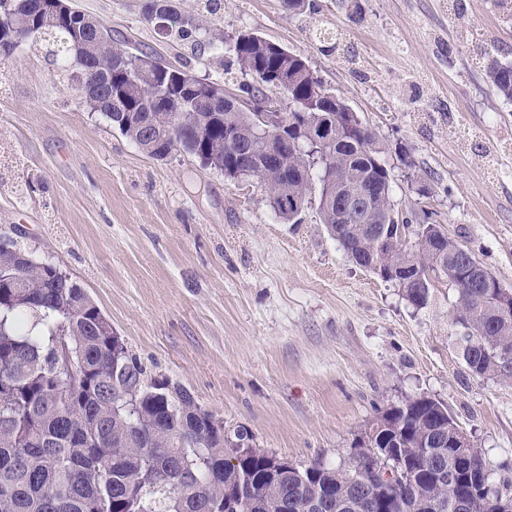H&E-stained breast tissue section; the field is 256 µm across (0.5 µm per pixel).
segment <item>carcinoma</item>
Returning <instances> with one entry per match:
<instances>
[{
	"label": "carcinoma",
	"instance_id": "1",
	"mask_svg": "<svg viewBox=\"0 0 512 512\" xmlns=\"http://www.w3.org/2000/svg\"><path fill=\"white\" fill-rule=\"evenodd\" d=\"M26 2L0 0V20H14ZM31 25L23 42L46 50L68 71L82 46L84 19L34 17ZM168 29L181 41L202 31L211 52L224 51L220 30L210 25L191 29L174 16ZM102 34L112 57L87 60L89 84L101 83L110 59L147 58L155 61L154 83L167 89L156 102L152 86L139 89L126 78L103 89L112 100L103 116L149 156L164 160L183 152L229 181L247 169L266 187L273 211L291 224L315 182L337 187L341 198L369 192L366 212L377 219L394 209L384 149L366 150L376 134L356 113L320 105L328 88L303 57L248 31L232 53L251 81L227 93L216 82H188L189 71L106 25ZM480 56L488 81L512 101V65H502L486 47ZM302 113L335 126L330 156L314 157ZM277 127L282 134L270 152L266 139ZM319 214L349 258L382 279L400 267L420 269L423 282L402 289L412 305L428 304L433 275L447 278L456 291L457 345L469 370L512 380V311L505 315L499 307L506 289L497 280L485 284L482 265L440 225L412 228L405 220L410 233L402 235L398 224L380 223L386 242L378 248L364 235L362 216L341 218L340 201ZM112 333L111 322L70 276L18 246L0 251V512H225L224 500H238L241 476L268 512H374L370 499L384 501L383 512H436L440 502L461 504L443 512H501L474 496L475 479H489L482 452L458 456L459 425L440 401L408 398L359 432L376 448L400 451L407 472L401 482H378L368 457L336 467L320 459L294 463L270 476L265 449L243 448L238 464L227 461L226 444L252 440L246 430L225 429L184 387L151 375L130 351L115 357ZM120 395L135 399L127 415L112 412ZM316 498L325 502L318 511L310 507Z\"/></svg>",
	"mask_w": 512,
	"mask_h": 512
}]
</instances>
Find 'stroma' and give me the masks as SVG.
I'll list each match as a JSON object with an SVG mask.
<instances>
[{"instance_id": "stroma-1", "label": "stroma", "mask_w": 512, "mask_h": 512, "mask_svg": "<svg viewBox=\"0 0 512 512\" xmlns=\"http://www.w3.org/2000/svg\"><path fill=\"white\" fill-rule=\"evenodd\" d=\"M145 2L74 5L199 78L242 82L232 59L146 22ZM459 4L306 0L293 15L281 0H223L212 21L306 59L376 132L395 210L441 225L512 289V102L473 53L481 41L512 63V20L494 0ZM317 27L337 32L335 48ZM72 85L31 44L0 57V237L77 281L148 372L298 464L344 462L380 410L425 394L481 448L492 485L512 479V382L467 368L451 283L414 308L350 260L317 199L284 222L260 184L184 153L147 156Z\"/></svg>"}]
</instances>
